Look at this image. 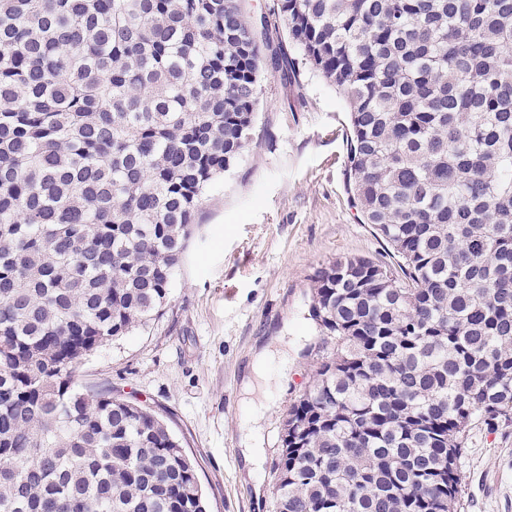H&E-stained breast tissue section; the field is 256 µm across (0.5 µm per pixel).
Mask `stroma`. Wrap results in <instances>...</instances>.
Returning a JSON list of instances; mask_svg holds the SVG:
<instances>
[{"label":"stroma","instance_id":"obj_1","mask_svg":"<svg viewBox=\"0 0 512 512\" xmlns=\"http://www.w3.org/2000/svg\"><path fill=\"white\" fill-rule=\"evenodd\" d=\"M259 98L247 147L195 216L161 316L75 373L159 413L195 458L209 512H274L282 423L333 349L309 316L318 271L349 256L397 265L347 190V112L335 88L306 68L297 85L265 75ZM253 427L263 457L251 474L241 439ZM461 468L463 512H512V422L474 424Z\"/></svg>","mask_w":512,"mask_h":512}]
</instances>
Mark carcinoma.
Segmentation results:
<instances>
[{"mask_svg":"<svg viewBox=\"0 0 512 512\" xmlns=\"http://www.w3.org/2000/svg\"><path fill=\"white\" fill-rule=\"evenodd\" d=\"M290 48L403 278L318 273L275 512H461L466 433L512 421V0H0V512H206L155 411L74 376L162 311Z\"/></svg>","mask_w":512,"mask_h":512,"instance_id":"obj_1","label":"carcinoma"}]
</instances>
